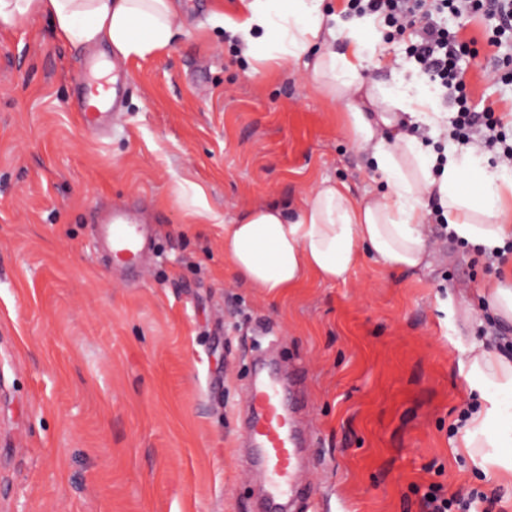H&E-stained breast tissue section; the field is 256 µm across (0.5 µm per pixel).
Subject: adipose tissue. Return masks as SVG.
<instances>
[{
	"instance_id": "obj_1",
	"label": "adipose tissue",
	"mask_w": 512,
	"mask_h": 512,
	"mask_svg": "<svg viewBox=\"0 0 512 512\" xmlns=\"http://www.w3.org/2000/svg\"><path fill=\"white\" fill-rule=\"evenodd\" d=\"M37 17L63 41L105 44L125 59L151 56L179 34L174 0H0V27ZM376 23L358 20L336 52L338 15L325 0H240L238 16L223 20L244 56L303 67L317 89L347 106L345 126L383 184L357 200L346 184L324 179L294 208L261 204L225 225V263L263 293L281 294L310 276L346 280L365 256L394 271L426 264L432 197L456 239L490 250L512 240V167L488 170L473 149L453 145L434 174L412 128L439 130L443 116L419 82L387 89L366 77ZM479 293L500 323H512V258L497 262ZM468 384L482 404L459 446L490 484L512 491V353L473 348Z\"/></svg>"
}]
</instances>
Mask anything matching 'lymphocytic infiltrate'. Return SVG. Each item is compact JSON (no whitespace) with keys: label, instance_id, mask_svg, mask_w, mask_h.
<instances>
[{"label":"lymphocytic infiltrate","instance_id":"1","mask_svg":"<svg viewBox=\"0 0 512 512\" xmlns=\"http://www.w3.org/2000/svg\"><path fill=\"white\" fill-rule=\"evenodd\" d=\"M351 9L363 14L381 17L397 34L415 30L416 39L407 48L410 60L431 73L434 82L457 100V116L453 121L454 136L467 145L472 134H479L481 144L488 149H499V158L512 163V144L498 129L497 121L489 113L474 112L468 106L466 86L456 70V55L462 46L447 29L426 25L417 27L416 14L422 8L454 15L483 13L493 21L494 45L512 41V0H348Z\"/></svg>","mask_w":512,"mask_h":512}]
</instances>
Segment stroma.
<instances>
[{"label": "stroma", "instance_id": "1", "mask_svg": "<svg viewBox=\"0 0 512 512\" xmlns=\"http://www.w3.org/2000/svg\"><path fill=\"white\" fill-rule=\"evenodd\" d=\"M237 8L178 0L176 40L118 60L125 91L103 135L71 102L80 64L110 48L59 41L42 17L0 27V512H266L244 428L263 353L300 375L294 512H424L433 483L475 496L471 512H512L455 448L476 402L471 347L489 340L478 290L495 269L475 246L440 233L426 268L366 258L279 297L225 264V224L256 203L291 206L323 178L356 198L376 186L345 105L302 68L246 77L251 60L208 21ZM436 21L474 43L458 57L468 103L504 117L512 141V62L488 22ZM377 31L369 76L426 80L409 36ZM186 182L218 223H195ZM109 205L152 217L148 260L122 276L92 233Z\"/></svg>", "mask_w": 512, "mask_h": 512}]
</instances>
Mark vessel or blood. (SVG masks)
<instances>
[{
    "mask_svg": "<svg viewBox=\"0 0 512 512\" xmlns=\"http://www.w3.org/2000/svg\"><path fill=\"white\" fill-rule=\"evenodd\" d=\"M99 224L113 265L136 261L150 248L151 238L143 225L124 208H113ZM245 395L249 441L254 464L264 476L266 500L275 505L292 502L299 495L298 443L286 392L270 367L257 364Z\"/></svg>",
    "mask_w": 512,
    "mask_h": 512,
    "instance_id": "1",
    "label": "vessel or blood"
}]
</instances>
